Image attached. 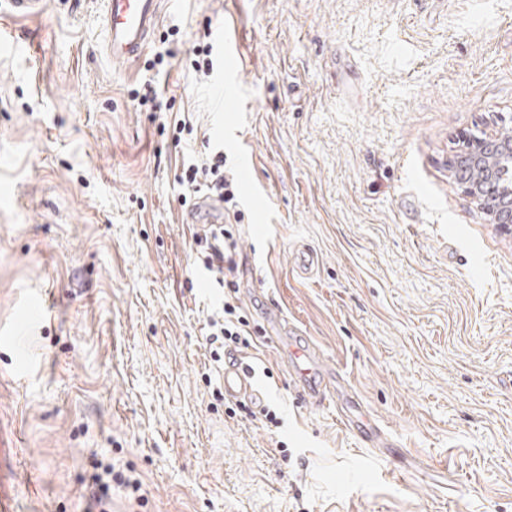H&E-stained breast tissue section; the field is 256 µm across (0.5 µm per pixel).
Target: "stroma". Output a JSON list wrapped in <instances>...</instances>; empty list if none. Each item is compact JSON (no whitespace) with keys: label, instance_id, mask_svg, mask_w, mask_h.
<instances>
[{"label":"stroma","instance_id":"stroma-1","mask_svg":"<svg viewBox=\"0 0 512 512\" xmlns=\"http://www.w3.org/2000/svg\"><path fill=\"white\" fill-rule=\"evenodd\" d=\"M103 0L0 25V422L18 512H512V228L448 159L512 114V0H165L134 65ZM223 27L231 83L195 76ZM152 81L166 106L139 108ZM190 121L173 141L162 126ZM223 143L241 192L237 290L193 266L174 173ZM274 409L221 397L223 301ZM281 318L335 377L300 396ZM378 424L382 443L369 442ZM240 308L231 304L229 301H224V305L221 310V317L219 313L216 316H209L208 326L212 329V332L208 336L210 341L215 339L218 340V336L224 337V347L226 342L229 341L233 344H246V338L242 336H250V322L245 315H241L237 310ZM221 319V320H220ZM222 321V323H221ZM103 472L106 475L111 476L110 480H105L103 475L99 473L93 474L90 479L89 495L96 502L99 503L102 500L108 498L111 489V482L125 486L126 488L130 489L133 494L140 492L141 482L138 479L131 478L130 476L125 475L123 472H114L110 469H103Z\"/></svg>","mask_w":512,"mask_h":512}]
</instances>
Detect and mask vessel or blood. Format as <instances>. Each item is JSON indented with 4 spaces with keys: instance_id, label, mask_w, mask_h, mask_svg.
<instances>
[{
    "instance_id": "b4317fda",
    "label": "vessel or blood",
    "mask_w": 512,
    "mask_h": 512,
    "mask_svg": "<svg viewBox=\"0 0 512 512\" xmlns=\"http://www.w3.org/2000/svg\"><path fill=\"white\" fill-rule=\"evenodd\" d=\"M104 17V52L119 63L135 62L143 54L157 30L163 0H106ZM188 224H220L224 221V205L211 199H201L190 207L184 216ZM292 371L304 383L303 390L313 397H323L322 388L307 384L308 363L313 362L311 351L292 348ZM224 394L231 398L241 396L251 401L262 400V393L255 388L251 377L237 364L224 368ZM14 432L0 424V512H16L12 489L13 464L8 453L14 444Z\"/></svg>"
}]
</instances>
